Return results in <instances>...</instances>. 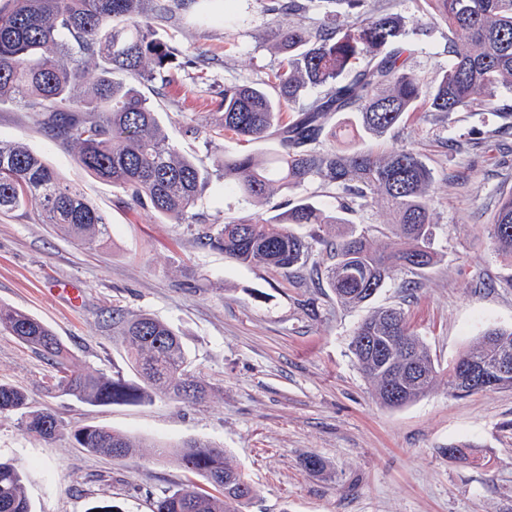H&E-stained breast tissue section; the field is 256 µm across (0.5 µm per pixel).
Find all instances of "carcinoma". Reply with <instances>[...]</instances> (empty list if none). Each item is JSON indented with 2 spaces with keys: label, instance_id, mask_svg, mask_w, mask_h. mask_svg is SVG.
Instances as JSON below:
<instances>
[{
  "label": "carcinoma",
  "instance_id": "1",
  "mask_svg": "<svg viewBox=\"0 0 512 512\" xmlns=\"http://www.w3.org/2000/svg\"><path fill=\"white\" fill-rule=\"evenodd\" d=\"M194 0H5L0 4V100L18 103L51 140L75 149L85 170L128 193L137 206L174 224L196 219L207 170L176 151L156 111L138 85L163 90L180 51L157 36L155 23L170 20ZM316 0H271L268 11L308 12ZM344 9V27L326 22L279 29L276 49L287 63L274 73L276 95L257 83L224 85L223 111L203 129L239 141H275L263 156L224 155V186L260 202L276 191L309 183L336 188L338 210L308 198L280 217L254 212L206 232L199 243L240 264L262 263L284 273L306 267L313 244L326 253V285L348 307L370 301L395 268L422 271L434 264L431 249L433 176L423 156L409 148L374 154L326 146L353 138L331 123L338 113L355 116L357 131L381 138L416 112L448 118L485 109L500 119L495 135H512V0H425L434 25L448 28V69L429 80L410 64L403 19L380 0H333ZM292 115L281 120L282 107ZM384 204L392 212L391 236L373 247L362 235L307 240L292 225L343 224L354 208ZM31 208L79 246L109 237L110 223L43 158L19 141L0 140V212ZM497 251L512 256V191L499 198L491 224ZM121 327L135 379L117 373L74 370L55 332L30 314L0 307V329L51 362L58 378L47 387L97 406L140 404L156 394L177 401L206 397L207 386L190 370L180 335L147 314L112 313ZM377 399L389 408L407 405L439 382L425 344L404 313L382 309L364 318L351 343ZM512 354V329L490 328L463 355L483 360ZM0 414H17L37 438L67 434L88 452L116 460L142 444L96 425L70 429L55 414L31 405L26 392L0 383ZM181 467L204 478L214 492L193 483L166 489L154 512H242L254 497L224 448L206 440L155 445ZM23 472L0 462V512H30Z\"/></svg>",
  "mask_w": 512,
  "mask_h": 512
}]
</instances>
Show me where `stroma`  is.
I'll return each mask as SVG.
<instances>
[{
  "instance_id": "stroma-1",
  "label": "stroma",
  "mask_w": 512,
  "mask_h": 512,
  "mask_svg": "<svg viewBox=\"0 0 512 512\" xmlns=\"http://www.w3.org/2000/svg\"><path fill=\"white\" fill-rule=\"evenodd\" d=\"M268 0H194L157 32L185 53L206 57L183 67L157 117L172 144L219 169L224 155L270 152L271 142H238L199 133L220 111L225 84L266 81L281 61L274 33L287 18ZM414 66L436 76L448 67V30L410 34ZM494 113L416 114L394 136L364 138L366 148H411L432 171L436 261L422 271H393L365 305L338 303L329 288L262 265H245L199 244L198 224H173L134 205L121 189L86 173L69 146L50 141L27 112L0 104V139L25 143L76 186L111 225L101 247L81 248L32 212L0 214V305L48 324L75 368L105 375L127 369L122 336L110 316L150 314L178 330L191 369L211 388L200 402L162 396L139 405L95 406L47 394L55 369L14 336L0 332V382L25 390L72 427L100 425L145 439L139 455L117 462L73 446L67 436L27 435L0 415V460L22 466L31 512H87L106 500L118 512H151L161 490L190 481L153 446L202 439L255 490L244 512H512V390L449 395L440 384L401 408L381 406L359 369L351 342L359 321L399 307L440 371H447L487 328L512 327V257L490 239L497 201L512 190V136L498 138ZM473 142L464 154L447 140ZM277 192L249 202L211 178L198 206L220 227L259 211L288 209ZM346 231L373 246L387 240L391 216L374 206L346 215ZM205 223V224H206ZM467 446L468 458L448 447ZM321 457L314 475L305 457Z\"/></svg>"
}]
</instances>
